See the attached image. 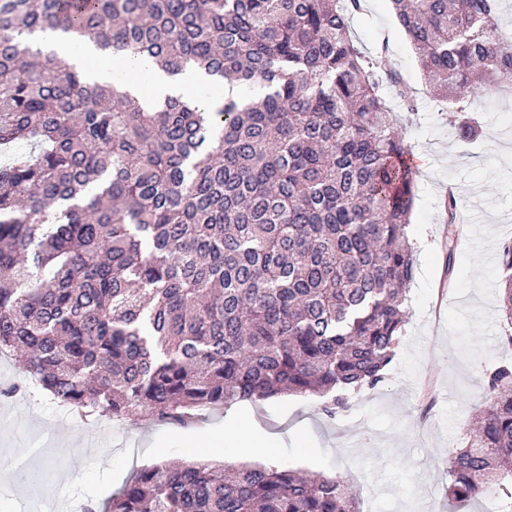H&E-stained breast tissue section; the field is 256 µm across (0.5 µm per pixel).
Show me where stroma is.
<instances>
[{"mask_svg":"<svg viewBox=\"0 0 512 512\" xmlns=\"http://www.w3.org/2000/svg\"><path fill=\"white\" fill-rule=\"evenodd\" d=\"M350 32L366 55L386 52L419 103L400 130L417 168L409 234L426 236L429 248L416 253L404 339L384 382L352 394L333 421L320 415L317 401L291 396L206 410L188 427L92 420L27 388L0 398V463L22 459L44 479L0 477V512H86L134 470L154 464H244L242 449L200 444L203 434L227 429L275 435L279 468L341 476L360 496L362 512H448L440 461L471 423L485 371L512 359L498 341V250L512 239V96L477 97L481 135L461 143L458 113L428 92L389 0H362ZM449 190L471 221L446 289L442 199Z\"/></svg>","mask_w":512,"mask_h":512,"instance_id":"1","label":"stroma"}]
</instances>
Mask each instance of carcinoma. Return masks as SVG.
I'll return each instance as SVG.
<instances>
[{"instance_id": "1", "label": "carcinoma", "mask_w": 512, "mask_h": 512, "mask_svg": "<svg viewBox=\"0 0 512 512\" xmlns=\"http://www.w3.org/2000/svg\"><path fill=\"white\" fill-rule=\"evenodd\" d=\"M425 84L458 112L512 88L496 0H391ZM361 0H0V351L19 380L116 421L320 399L383 381L415 277L417 171L385 92L416 103L354 44ZM90 41L193 67L261 96L215 112L90 83L35 40ZM479 134L470 119L456 136ZM446 273L463 235L444 197ZM500 340L512 346V274ZM477 427L448 454V497L512 512V363L484 375ZM98 512H361L339 477L193 462L136 471Z\"/></svg>"}]
</instances>
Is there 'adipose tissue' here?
<instances>
[{
    "label": "adipose tissue",
    "instance_id": "obj_1",
    "mask_svg": "<svg viewBox=\"0 0 512 512\" xmlns=\"http://www.w3.org/2000/svg\"><path fill=\"white\" fill-rule=\"evenodd\" d=\"M54 50L70 65L87 72L91 80L99 83H109L117 76H126L129 80L128 91L138 97H147L153 102L193 94L199 98L202 106L213 107L219 100L237 98L244 94L239 86L209 77L200 69H190L170 77L147 60L131 58L114 62L92 45L69 40L57 42Z\"/></svg>",
    "mask_w": 512,
    "mask_h": 512
}]
</instances>
